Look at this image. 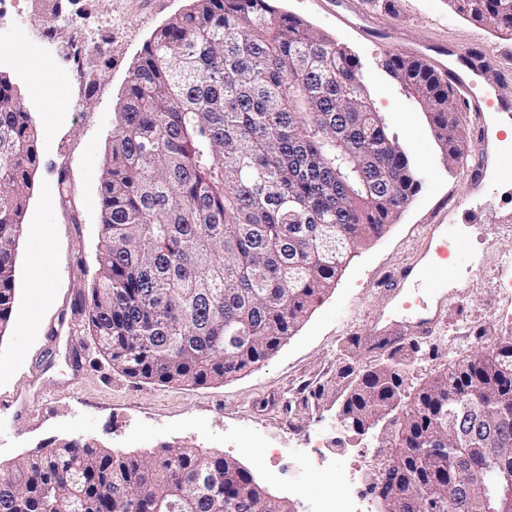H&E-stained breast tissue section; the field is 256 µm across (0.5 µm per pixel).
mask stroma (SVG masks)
<instances>
[{
    "label": "stroma",
    "mask_w": 512,
    "mask_h": 512,
    "mask_svg": "<svg viewBox=\"0 0 512 512\" xmlns=\"http://www.w3.org/2000/svg\"><path fill=\"white\" fill-rule=\"evenodd\" d=\"M187 0H0V72L10 75L39 131L40 165L32 178L25 224H51L48 250L35 255L20 239L16 251L15 317L0 333V401L42 402L33 417L0 412V467L41 454L53 441L79 438L129 454L147 455L164 444H188L235 458L270 495L294 512H322L328 494L353 512H377L367 480L383 455L380 428L337 442L336 407L303 408L305 388L335 377L340 351L359 347L358 364L378 362L380 339L367 335L381 316L401 319L380 282L412 262L427 226L453 225L466 255L449 250L451 276L441 285L448 306L409 366L405 392L413 394L448 364L488 349L512 330V231L488 229L485 216L512 218V176L488 167L473 181L462 163L446 164L418 104L375 67L385 49L472 44L497 50L500 73L512 75V39L498 37L448 0H272L282 12L346 44L366 65L377 110L417 165L420 191L385 232L357 249L334 288L263 364L204 386L157 385L124 375L103 356L87 331L88 292L100 240V178L115 115L130 71L153 34ZM102 41L101 52L85 42ZM40 63L32 71L21 58ZM68 87L63 120L47 110V92ZM465 156L481 154L480 121L497 132L496 146L512 150L508 122L497 113L477 118L458 111ZM52 208H44L46 199ZM52 269L40 294L30 266ZM313 454L298 467L294 449Z\"/></svg>",
    "instance_id": "35a3bbf8"
}]
</instances>
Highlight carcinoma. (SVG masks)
I'll list each match as a JSON object with an SVG mask.
<instances>
[{
	"label": "carcinoma",
	"instance_id": "carcinoma-1",
	"mask_svg": "<svg viewBox=\"0 0 512 512\" xmlns=\"http://www.w3.org/2000/svg\"><path fill=\"white\" fill-rule=\"evenodd\" d=\"M512 38V0H449ZM378 66L420 106L448 163L464 137L448 82L422 61L384 52ZM40 163L31 113L0 74V331L14 308L15 256L27 191ZM388 117L372 102L359 58L268 0H188L129 74L100 183L102 233L88 330L114 367L160 385L220 383L273 355L358 247L383 234L419 192ZM419 342L368 368L346 361L336 382L345 435L389 419L396 464L371 492L418 512H480L448 478L460 448H491L512 472V336L497 352L451 363L410 401L404 375ZM484 421L448 424L456 403ZM291 512L233 458L190 445L150 456L79 438L19 461L0 477V512Z\"/></svg>",
	"mask_w": 512,
	"mask_h": 512
}]
</instances>
